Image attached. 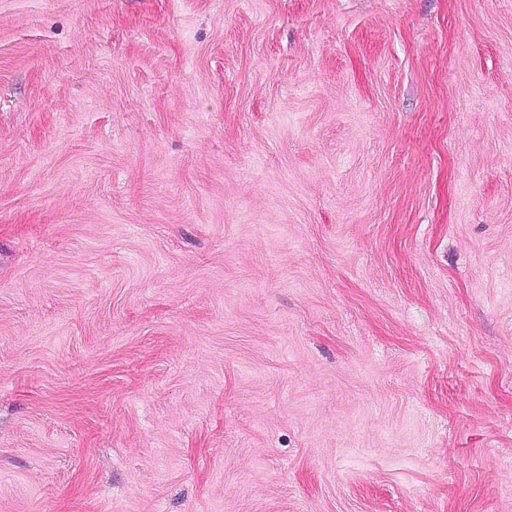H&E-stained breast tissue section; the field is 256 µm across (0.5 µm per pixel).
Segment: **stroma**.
Wrapping results in <instances>:
<instances>
[{
	"label": "stroma",
	"mask_w": 512,
	"mask_h": 512,
	"mask_svg": "<svg viewBox=\"0 0 512 512\" xmlns=\"http://www.w3.org/2000/svg\"><path fill=\"white\" fill-rule=\"evenodd\" d=\"M0 512H512V0H0Z\"/></svg>",
	"instance_id": "35a3bbf8"
}]
</instances>
